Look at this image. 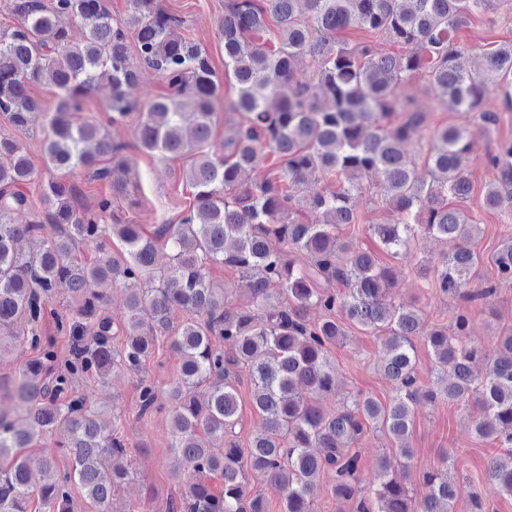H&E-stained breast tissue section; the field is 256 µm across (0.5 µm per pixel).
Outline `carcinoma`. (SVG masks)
<instances>
[{"mask_svg":"<svg viewBox=\"0 0 512 512\" xmlns=\"http://www.w3.org/2000/svg\"><path fill=\"white\" fill-rule=\"evenodd\" d=\"M485 2L227 0L218 27L236 97L224 109L242 113L245 121L218 143L213 126L220 82L210 57L178 33L183 20L158 0H125L120 11L112 10V0H11L15 23L0 30V119L23 129L45 117L49 177L39 187L43 215L14 223L12 215L29 208L23 188L33 171L19 143L0 137V332L18 327L10 334L13 343L36 353L17 378L0 381V391L18 403L15 417L0 414V512H28L35 468L49 474L39 495L52 512H70L76 486L99 512H108L112 492L128 477V470L114 468L107 482L100 472L126 453L120 416L106 426L74 382L93 376L104 383L116 372L140 375L158 335L168 337L182 359L168 415L185 490L168 512H267L263 499L248 490L247 468L281 487V512H313L315 478L325 471L333 494L349 501L351 512H452L458 489L448 468L422 474L419 501L393 478L412 461L416 409L439 399L478 405L477 435L509 452L507 463L490 460L486 476L512 497V328L490 357L470 340L468 307L497 285L512 283V240L495 252L496 280L473 287L480 225L469 211L448 205V198L464 202L472 193L465 166L473 143L459 126H426L425 114L400 94L405 82L423 74L446 109L472 113L488 130L497 125V114L482 104L495 90L512 108V45L466 70L454 43L458 28ZM65 19L80 23L83 40L73 41ZM352 26L413 51L380 54L369 40L350 48L336 35ZM302 56L317 62L310 80L295 72ZM146 67L166 87L141 112L129 91ZM101 78L110 86L108 105L86 116L85 99ZM40 82L56 93L45 113L30 94ZM134 115L142 150L190 159L185 178L193 204L176 223L161 224L150 235L112 211L113 199L128 191L129 173L123 145L112 141L108 127ZM413 138L426 146L428 180L416 175L402 149ZM265 150L282 159L288 188L273 179L242 181ZM483 160L495 171L484 206L511 208L512 141L497 142ZM77 168L108 185L94 210L84 207L81 190L67 180ZM366 176L376 178V194L399 216L394 224L366 226L387 254L406 258L423 236L454 243L451 252L420 265L441 294L461 301L451 328H428L419 308L395 302L389 293L393 267L340 232L360 223L353 198ZM316 177L336 178L339 189L304 194ZM305 208L320 220H303ZM47 224L53 234L39 252H17L20 239L42 235ZM114 239L124 248L113 250ZM81 244L93 247L97 259L78 262ZM160 249L169 251L171 266L157 277ZM213 265L246 280L250 305L229 303L210 278ZM330 279L339 291L320 288ZM129 281L141 287L130 289L117 325L108 311L109 289ZM60 294L77 302L57 320V333L69 339L64 356L42 330L46 305ZM314 307L324 319L313 324L308 311ZM91 321L97 331L87 344ZM348 325L385 337L382 370L393 395L382 404L356 393L341 410L327 412L315 399L336 393L329 347L344 339ZM118 332L124 342L115 349L112 335ZM416 337L434 356L429 385L416 374ZM477 362L485 366L481 377L474 374ZM243 371L262 417L246 448L237 431ZM200 387L202 400L195 395ZM139 399L142 414L158 410L156 388L143 379ZM59 428L67 432L60 447L69 457L62 471L53 458L24 452ZM369 429L390 436L396 451L379 460L380 483L366 489L357 483L361 455L354 445ZM214 440L224 442V453L212 452Z\"/></svg>","mask_w":512,"mask_h":512,"instance_id":"1","label":"carcinoma"}]
</instances>
